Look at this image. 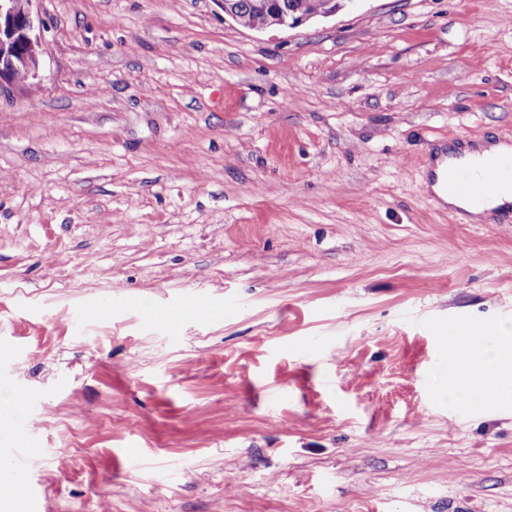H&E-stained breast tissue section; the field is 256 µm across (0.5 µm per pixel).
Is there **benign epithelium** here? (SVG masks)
Wrapping results in <instances>:
<instances>
[{"label":"benign epithelium","mask_w":512,"mask_h":512,"mask_svg":"<svg viewBox=\"0 0 512 512\" xmlns=\"http://www.w3.org/2000/svg\"><path fill=\"white\" fill-rule=\"evenodd\" d=\"M37 0H0V92L39 76L43 53L41 34L36 32L40 17L34 12ZM254 30L268 28L294 29L311 16L283 9L279 0H254Z\"/></svg>","instance_id":"7a95c632"}]
</instances>
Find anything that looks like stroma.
<instances>
[{"label": "stroma", "instance_id": "stroma-1", "mask_svg": "<svg viewBox=\"0 0 512 512\" xmlns=\"http://www.w3.org/2000/svg\"><path fill=\"white\" fill-rule=\"evenodd\" d=\"M37 8L0 96V469L44 512H512V403L445 394L449 331L512 328V223L427 192L430 145L512 137V0ZM236 11V22L245 28H249L253 22V15L250 11L251 0H232ZM283 7L288 9L305 5V14L298 13L299 9L294 12H288L281 7L278 0H254L252 7L255 15V21L250 29L265 30L268 28L294 29L297 28L314 15L322 13L323 9L333 0H280ZM336 2V0H334ZM333 1V2H334ZM336 13V7H332L324 11L321 16L327 17Z\"/></svg>", "mask_w": 512, "mask_h": 512}]
</instances>
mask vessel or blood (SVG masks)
Returning <instances> with one entry per match:
<instances>
[{
  "instance_id": "obj_1",
  "label": "vessel or blood",
  "mask_w": 512,
  "mask_h": 512,
  "mask_svg": "<svg viewBox=\"0 0 512 512\" xmlns=\"http://www.w3.org/2000/svg\"><path fill=\"white\" fill-rule=\"evenodd\" d=\"M430 155L432 164L442 169L431 177L433 203L441 206L449 199L463 201L458 214L469 224L512 223V204H493L504 189H512V151L493 152L480 140L457 136L447 147L431 150Z\"/></svg>"
}]
</instances>
